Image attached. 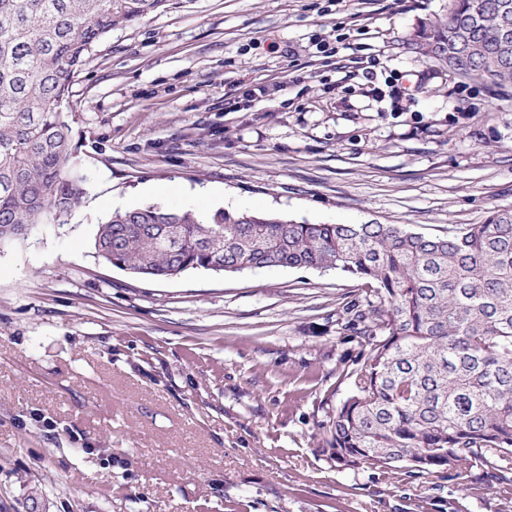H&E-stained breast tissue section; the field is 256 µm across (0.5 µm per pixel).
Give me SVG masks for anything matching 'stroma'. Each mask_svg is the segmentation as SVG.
I'll return each mask as SVG.
<instances>
[{"label": "stroma", "instance_id": "35a3bbf8", "mask_svg": "<svg viewBox=\"0 0 512 512\" xmlns=\"http://www.w3.org/2000/svg\"><path fill=\"white\" fill-rule=\"evenodd\" d=\"M326 4L162 0L85 53L65 103L83 194L0 246V512H512L477 469L353 471L322 453L363 349L338 323L359 281L141 279L95 254L144 187L180 209L428 236L512 210V82L402 46L450 0ZM340 32L325 57L317 41Z\"/></svg>", "mask_w": 512, "mask_h": 512}]
</instances>
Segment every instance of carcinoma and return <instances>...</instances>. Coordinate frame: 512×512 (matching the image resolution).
I'll return each instance as SVG.
<instances>
[{
    "mask_svg": "<svg viewBox=\"0 0 512 512\" xmlns=\"http://www.w3.org/2000/svg\"><path fill=\"white\" fill-rule=\"evenodd\" d=\"M162 0H0V245L68 212L82 188L62 111L83 56L119 21ZM407 48L448 63V31L480 10L454 70L506 58L487 81H512V0H451ZM96 254L150 279L204 269H335L362 282L345 328L368 352L345 372L322 452L351 468L474 467L512 492V210L425 237L401 224H305L274 214L205 215L152 204L113 213Z\"/></svg>",
    "mask_w": 512,
    "mask_h": 512,
    "instance_id": "cac0c4a2",
    "label": "carcinoma"
}]
</instances>
